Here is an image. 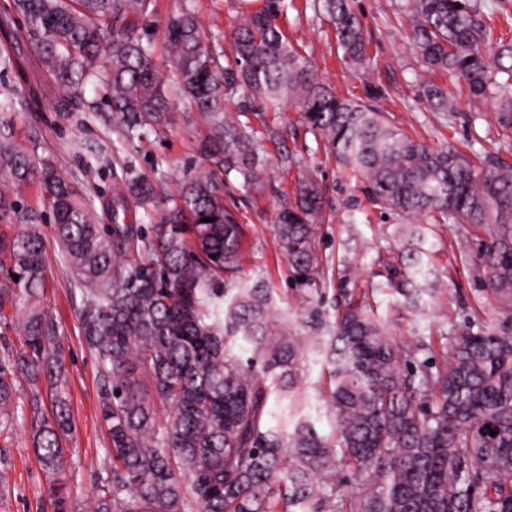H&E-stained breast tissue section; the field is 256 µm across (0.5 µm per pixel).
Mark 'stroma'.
<instances>
[{
    "label": "stroma",
    "mask_w": 512,
    "mask_h": 512,
    "mask_svg": "<svg viewBox=\"0 0 512 512\" xmlns=\"http://www.w3.org/2000/svg\"><path fill=\"white\" fill-rule=\"evenodd\" d=\"M178 3L193 7L203 26L215 33L232 29L246 10L244 0H158L160 15H167ZM352 6L369 41V61L362 67L343 60L334 29L321 12L310 7L291 10L280 15L279 23L337 94L361 101L374 96L376 106L388 113L393 124L429 146L448 143L512 163V132L496 122V98L474 100L463 81L450 78L446 85L457 101L455 117L433 111L422 100L420 85L430 75L409 42L399 0H353ZM19 25L18 18L0 9V42L12 45L19 63L16 71L0 74V81L20 87L25 94L17 134L37 154L52 155L63 175L82 187L93 203L110 196L115 184L132 175L163 179L173 190L184 174L201 171L195 138L198 116L184 100L176 104L163 136L150 133L134 140L95 183L85 184V147L110 148L116 135L99 121L86 119L84 113L56 111L60 89L39 63L29 39L13 40ZM287 117L283 141L266 146L271 190L261 195L248 192L234 177L224 186L226 201L236 206L245 230L243 278L267 279L281 296H289L288 268L274 238V218L281 205L291 201L297 168L302 165L325 190L320 248L328 260V313L351 301H369L393 337L409 345L430 334L448 333L464 315L484 320L495 313L494 300L481 289L473 256L459 246L460 228L455 224H425V275L417 280L422 288L434 284L445 288L446 298L438 304L426 303L421 311L405 306L403 297L387 281L388 268L400 266V257L409 247L399 232L400 217L381 216L361 193L359 181L337 167L322 141L299 121L297 111L288 109ZM284 153L292 156V164L281 161ZM47 275L44 301L58 325L67 370L73 422V432L66 439L68 480L71 501L77 507L99 479L108 435L100 417L95 359L81 335L80 299L72 295L69 274L56 253L48 255ZM10 454L9 493L0 498V512H52L44 473L30 446L29 422L16 427Z\"/></svg>",
    "instance_id": "35a3bbf8"
}]
</instances>
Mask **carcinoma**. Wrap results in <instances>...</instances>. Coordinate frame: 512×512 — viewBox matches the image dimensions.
Listing matches in <instances>:
<instances>
[{
    "label": "carcinoma",
    "instance_id": "1",
    "mask_svg": "<svg viewBox=\"0 0 512 512\" xmlns=\"http://www.w3.org/2000/svg\"><path fill=\"white\" fill-rule=\"evenodd\" d=\"M295 0H262L222 35L223 65L195 13L179 5L156 33V0H12L46 72L68 99L87 83L104 90L110 112L84 102L89 117L127 143L171 121L187 97L202 172L178 194L146 176L128 179L107 203L92 202L16 135L21 90L0 87V322L17 326L19 346L0 347V496L8 493L9 435L25 417L18 377L31 386L30 445L54 512H69L65 437L68 412L63 344L47 304V248H57L81 299L82 336L98 370V402L109 442L85 512H512V165L472 160L455 146L431 148L392 125L385 112L337 96L278 23ZM336 42L356 65L368 42L351 0H319ZM409 40L424 67L461 78L468 94L499 100L496 121L512 131V38L494 35L482 0H404ZM168 58L160 69L158 54ZM422 93L439 112H456L448 87ZM258 102L254 135L241 100ZM237 105L230 111V105ZM300 112L360 190L416 241L403 267L406 303L419 307L424 232L416 220L465 224L476 240L483 290L499 306L478 329L453 331L439 360L397 342L368 305L324 307L320 251L322 190L302 171L275 234L295 285L281 306L266 280L221 289L241 266L244 231L224 204V178L267 188L268 152L282 128L265 114ZM109 164L92 151L91 184ZM43 207L23 201L31 182ZM158 221L145 230L135 209ZM53 218L52 238L42 231ZM304 280H299V277ZM321 365L322 434L307 411L312 365ZM48 382L50 415L39 385ZM496 435H489V431Z\"/></svg>",
    "mask_w": 512,
    "mask_h": 512
}]
</instances>
